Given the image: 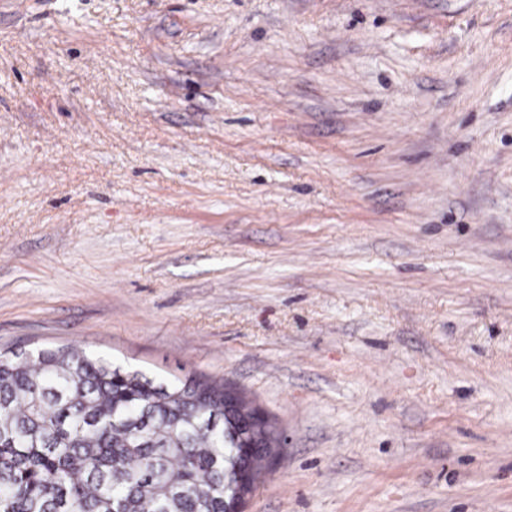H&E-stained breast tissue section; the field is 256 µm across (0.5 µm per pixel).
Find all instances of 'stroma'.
I'll return each mask as SVG.
<instances>
[{
    "label": "stroma",
    "mask_w": 512,
    "mask_h": 512,
    "mask_svg": "<svg viewBox=\"0 0 512 512\" xmlns=\"http://www.w3.org/2000/svg\"><path fill=\"white\" fill-rule=\"evenodd\" d=\"M204 378L244 512H512V0H0V349Z\"/></svg>",
    "instance_id": "1"
}]
</instances>
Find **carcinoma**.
Listing matches in <instances>:
<instances>
[{
	"mask_svg": "<svg viewBox=\"0 0 512 512\" xmlns=\"http://www.w3.org/2000/svg\"><path fill=\"white\" fill-rule=\"evenodd\" d=\"M206 379L171 383L74 346L0 351V512H225L239 425H273Z\"/></svg>",
	"mask_w": 512,
	"mask_h": 512,
	"instance_id": "1",
	"label": "carcinoma"
}]
</instances>
